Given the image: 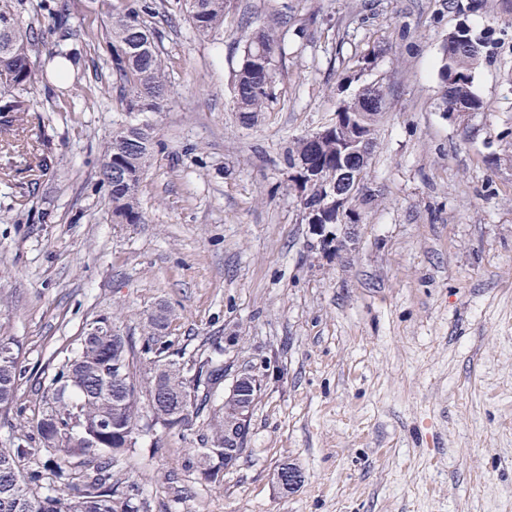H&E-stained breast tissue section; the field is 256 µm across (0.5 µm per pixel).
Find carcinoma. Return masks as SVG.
I'll use <instances>...</instances> for the list:
<instances>
[{
	"mask_svg": "<svg viewBox=\"0 0 512 512\" xmlns=\"http://www.w3.org/2000/svg\"><path fill=\"white\" fill-rule=\"evenodd\" d=\"M195 31L210 36L224 29L225 0H184ZM153 7L131 3L111 17L104 38L108 64L119 89L125 111L157 112L168 92L166 66L158 51L154 31L143 15ZM56 29L74 36L71 12L64 4L55 10ZM20 24L6 3L0 4V134H9L23 122V115L34 110L32 88L36 77L31 60L34 37L16 36ZM484 48L469 27L454 32L441 45L439 80L442 100L449 112H476L484 102L472 91L471 71ZM281 55L275 32L260 29L245 45L235 74V99L242 123H251L274 94L276 58ZM358 94L347 111L358 112L357 125L376 127L384 107L368 108ZM153 146L152 128L128 125L112 133L99 170L100 181L109 189L112 223L142 224L145 217L138 197L139 187ZM342 158L336 154V137L312 140L305 136L288 148V167L302 193L304 208L319 206L323 199V180L336 176ZM320 177L313 179L309 170ZM112 336L79 338L72 355L59 359L52 373L44 378L36 412V434L0 448V512H128L135 497L121 498L118 489L141 494L134 483L113 479V468L124 454V438L138 431L139 401L114 400L112 386ZM149 361L150 377L137 381L148 394L157 393L154 415L168 423L170 405L163 399L188 390L190 379L177 361L165 353L148 348L141 351L139 363ZM202 374L193 398L185 403L186 415L197 413L210 402V388L223 377V366L211 356L192 361ZM24 378L18 356L0 362V412H10L16 391ZM233 424L225 415L211 433L201 437L202 448L196 466L205 479L218 477L214 460L224 455V427Z\"/></svg>",
	"mask_w": 512,
	"mask_h": 512,
	"instance_id": "carcinoma-1",
	"label": "carcinoma"
}]
</instances>
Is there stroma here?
<instances>
[{
    "label": "stroma",
    "instance_id": "1",
    "mask_svg": "<svg viewBox=\"0 0 512 512\" xmlns=\"http://www.w3.org/2000/svg\"><path fill=\"white\" fill-rule=\"evenodd\" d=\"M128 0H69L99 35ZM167 65L161 111L124 112L97 37L33 48L34 112L0 136V336L26 373L94 319L143 341L157 308L185 361L251 370L247 451L216 481L188 467L208 414L142 432L115 468L147 512H512V13L502 0H226L195 33L183 0H149ZM489 44L485 107L441 100L440 47L459 24ZM282 47L274 96L242 124L235 71L252 34ZM381 83L368 186L341 257L314 236L286 162L299 138ZM154 130L145 221L116 224L99 180L114 130ZM304 480L277 486L282 463Z\"/></svg>",
    "mask_w": 512,
    "mask_h": 512
}]
</instances>
